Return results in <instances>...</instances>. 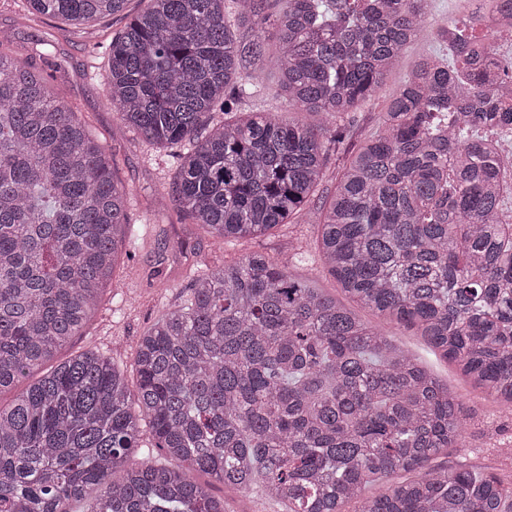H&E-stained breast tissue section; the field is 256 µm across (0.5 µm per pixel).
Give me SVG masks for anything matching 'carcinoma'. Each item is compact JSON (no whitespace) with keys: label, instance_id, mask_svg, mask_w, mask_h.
<instances>
[{"label":"carcinoma","instance_id":"carcinoma-1","mask_svg":"<svg viewBox=\"0 0 512 512\" xmlns=\"http://www.w3.org/2000/svg\"><path fill=\"white\" fill-rule=\"evenodd\" d=\"M25 2L34 22L79 27L128 0ZM268 2L146 0L112 37V111L179 167L156 207L226 244L299 218L318 225L320 259L345 293L420 332L511 411L512 169L480 135L512 126V104L488 86L509 67L455 24L439 28L457 66L415 61L317 207L346 118L400 61L431 0H284L276 13ZM258 66L278 71L286 111L240 115L259 96L248 82ZM114 165L48 76L0 45V391L40 373L0 407V512L85 500L91 512H224L213 480L259 484L285 512H343L377 483L385 491L361 512H512V481L435 463L466 447L460 397L293 277L301 252L197 273L140 337L132 387L94 352L45 368L112 281L130 225ZM145 428L164 458L140 444Z\"/></svg>","mask_w":512,"mask_h":512}]
</instances>
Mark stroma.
Here are the masks:
<instances>
[{"mask_svg": "<svg viewBox=\"0 0 512 512\" xmlns=\"http://www.w3.org/2000/svg\"><path fill=\"white\" fill-rule=\"evenodd\" d=\"M141 6V0H130L126 14L91 23L82 32L57 19L30 22L19 0H0V43L52 77L106 152L113 155L115 178L132 193L130 218L139 233L124 242L112 284L103 290L96 313L80 336L58 354L62 361L86 351L109 356L131 381L136 378L134 357L140 336L161 312L173 308L186 294L188 269L204 270L255 251L278 258L296 249L307 258L293 264L291 273L316 279L336 299L344 297L317 257L315 225L287 224L247 242L226 244L205 236L176 210L158 213L151 208L150 200L156 193L169 191L177 167L166 149L152 146L123 128L105 101L112 37ZM473 9L471 0H432L427 20L401 64L385 75L374 96L346 120L347 149H355L380 126L388 101L405 83L413 62L435 49L437 27L467 19ZM357 314L364 322L381 325L463 399L467 449H449L448 463L464 458L501 476L512 475V420L500 416L492 397L472 387L453 363L435 354L414 330L380 322L362 307Z\"/></svg>", "mask_w": 512, "mask_h": 512, "instance_id": "35a3bbf8", "label": "stroma"}]
</instances>
